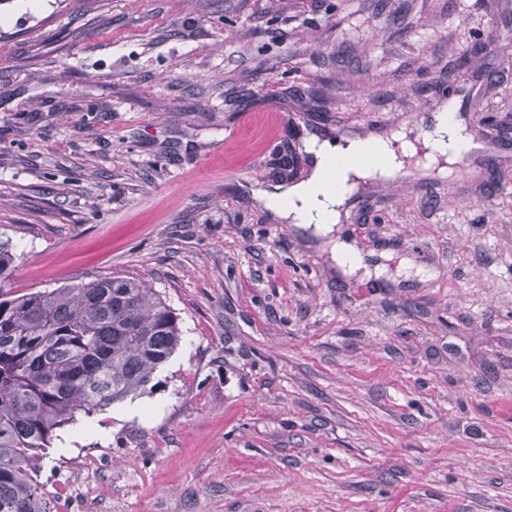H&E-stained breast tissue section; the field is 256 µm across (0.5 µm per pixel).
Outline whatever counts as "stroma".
I'll return each instance as SVG.
<instances>
[{
  "label": "stroma",
  "instance_id": "stroma-1",
  "mask_svg": "<svg viewBox=\"0 0 512 512\" xmlns=\"http://www.w3.org/2000/svg\"><path fill=\"white\" fill-rule=\"evenodd\" d=\"M451 82L460 161L326 235L259 200L311 135L417 139ZM1 238L5 287L133 277L180 318L144 392L57 431L51 512H512V0H15Z\"/></svg>",
  "mask_w": 512,
  "mask_h": 512
}]
</instances>
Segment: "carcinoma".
<instances>
[{
    "label": "carcinoma",
    "mask_w": 512,
    "mask_h": 512,
    "mask_svg": "<svg viewBox=\"0 0 512 512\" xmlns=\"http://www.w3.org/2000/svg\"><path fill=\"white\" fill-rule=\"evenodd\" d=\"M16 254L0 240V280ZM170 306L143 281L0 289V512H51L37 472L56 431L145 389L178 348Z\"/></svg>",
    "instance_id": "cac0c4a2"
}]
</instances>
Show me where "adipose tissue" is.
<instances>
[{
    "label": "adipose tissue",
    "instance_id": "obj_1",
    "mask_svg": "<svg viewBox=\"0 0 512 512\" xmlns=\"http://www.w3.org/2000/svg\"><path fill=\"white\" fill-rule=\"evenodd\" d=\"M305 149L315 159L311 175L285 191L266 195L265 201L281 217L315 225L324 234L332 232L339 209L357 180L393 175L402 167L403 157L415 152L409 141L396 148L391 140L378 138L354 139L343 145L314 138Z\"/></svg>",
    "mask_w": 512,
    "mask_h": 512
}]
</instances>
